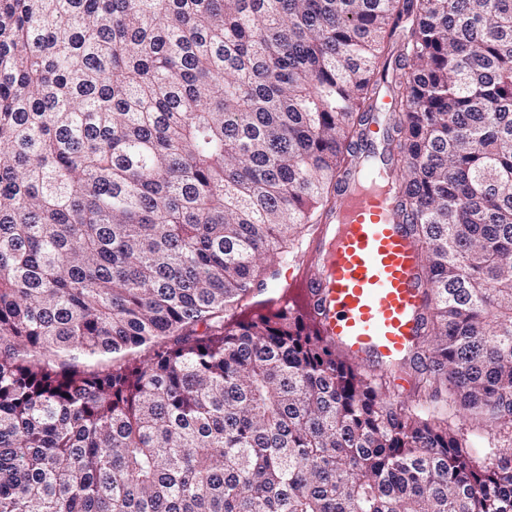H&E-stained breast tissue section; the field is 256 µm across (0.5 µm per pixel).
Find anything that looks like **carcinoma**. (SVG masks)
Here are the masks:
<instances>
[{
    "mask_svg": "<svg viewBox=\"0 0 512 512\" xmlns=\"http://www.w3.org/2000/svg\"><path fill=\"white\" fill-rule=\"evenodd\" d=\"M385 93L411 408L312 308L225 319ZM453 410L512 427V0H0V512H512Z\"/></svg>",
    "mask_w": 512,
    "mask_h": 512,
    "instance_id": "cac0c4a2",
    "label": "carcinoma"
}]
</instances>
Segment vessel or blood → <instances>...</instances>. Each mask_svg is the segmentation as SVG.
Returning <instances> with one entry per match:
<instances>
[{"instance_id": "1", "label": "vessel or blood", "mask_w": 512, "mask_h": 512, "mask_svg": "<svg viewBox=\"0 0 512 512\" xmlns=\"http://www.w3.org/2000/svg\"><path fill=\"white\" fill-rule=\"evenodd\" d=\"M387 105L365 138L361 163L325 220V244L295 267L322 333L359 363L384 366L413 350L429 286L422 245L403 224L383 146Z\"/></svg>"}]
</instances>
